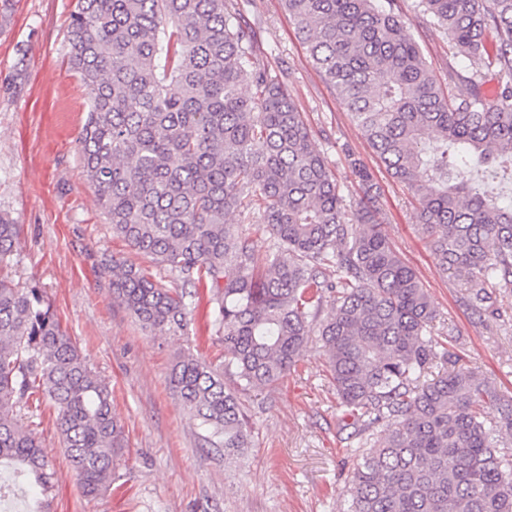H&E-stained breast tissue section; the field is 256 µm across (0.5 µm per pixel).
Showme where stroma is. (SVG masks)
<instances>
[{
  "label": "stroma",
  "mask_w": 512,
  "mask_h": 512,
  "mask_svg": "<svg viewBox=\"0 0 512 512\" xmlns=\"http://www.w3.org/2000/svg\"><path fill=\"white\" fill-rule=\"evenodd\" d=\"M71 3L16 0L0 11V213L19 226L6 274L41 291L110 384L127 448L111 492L86 499L60 449L54 411L43 408L38 432L56 471L50 512H346L357 458L338 429L336 394L317 346L275 386L244 396L252 443L228 459L201 446L198 422L170 383L180 354L222 361L212 303L201 298L188 332L170 336L145 331L114 301L113 260L153 276L158 270L113 236L80 162L89 93L66 63ZM414 3L403 0L404 12L413 16ZM248 17L269 65L288 67V89L346 201L360 195L347 153L372 172L384 230L439 313L436 336L512 398V288L490 290L488 307L472 304L464 279L437 265L410 191L387 174L327 87L282 0H254ZM411 32L443 75L452 56L446 35L414 16Z\"/></svg>",
  "instance_id": "1"
}]
</instances>
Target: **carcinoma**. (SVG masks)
<instances>
[{"label": "carcinoma", "instance_id": "obj_1", "mask_svg": "<svg viewBox=\"0 0 512 512\" xmlns=\"http://www.w3.org/2000/svg\"><path fill=\"white\" fill-rule=\"evenodd\" d=\"M245 2L75 0L67 57L90 95L83 170L112 233L192 286L164 288L114 259L115 300L175 335L210 294L224 360L182 354L171 379L205 446L249 447L241 393L279 382L314 336L338 428L358 438L347 512H512V400L434 338L437 309L383 229L377 183L351 160L363 198L346 203ZM282 2L315 68L410 187L438 266L466 277L476 303L511 287L512 206L474 172L512 179V0H417L471 61L448 63L443 81L399 0ZM234 214L265 225V259ZM18 229L0 215V270ZM46 405L84 496L111 490L127 443L110 385L37 289L0 278V501L20 490L28 512H47L53 488L35 422Z\"/></svg>", "mask_w": 512, "mask_h": 512}]
</instances>
